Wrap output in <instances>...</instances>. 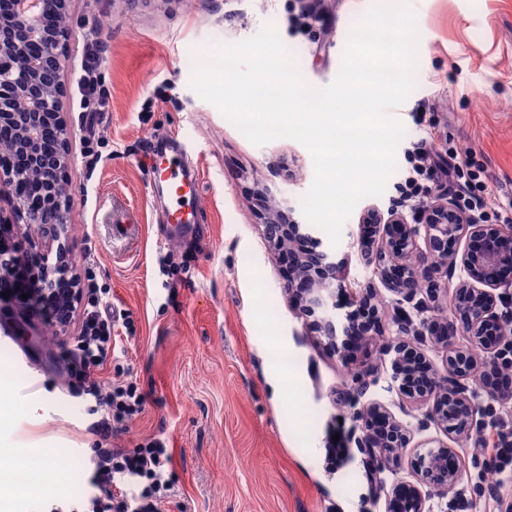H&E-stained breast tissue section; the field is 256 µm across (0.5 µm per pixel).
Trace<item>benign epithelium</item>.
Instances as JSON below:
<instances>
[{
    "label": "benign epithelium",
    "mask_w": 512,
    "mask_h": 512,
    "mask_svg": "<svg viewBox=\"0 0 512 512\" xmlns=\"http://www.w3.org/2000/svg\"><path fill=\"white\" fill-rule=\"evenodd\" d=\"M67 0H0V160L16 152L26 156L29 168H0V195H12V212L28 214L27 200L15 186L27 180L28 172L43 171L42 186L53 189L52 204L42 208V223L49 244L66 237L67 213L74 200L67 169L74 130L63 116L61 99L65 89L59 75L66 59L65 44L70 35L56 36L42 27L46 13H66ZM284 212L274 211L266 228L279 227V235H267L270 247L281 250L284 241L304 236L299 224H282ZM372 222L378 229V247H366L363 257L391 290L411 298L424 287L431 298L439 297L441 286L435 280L440 272L452 273L457 265L470 272L475 283H460L450 298V315L426 320L414 326L406 314L399 316L400 331L419 337L421 343H446L464 333L480 345L488 365L512 363V342L501 332L497 312L500 295L496 290L506 285L504 270L512 269V227L498 224H468L451 204L434 205L425 218V249L417 246V226L408 223L395 211L383 215L370 204L364 209L362 223ZM468 238L460 251L461 238ZM315 248L295 255L288 268V288L295 289L302 314L323 336L332 350L341 354L351 344L361 348L373 339L378 324L377 308L366 295H352L353 309L333 318L328 312L336 308L334 299L347 291L341 265L330 254ZM395 254L398 263L386 261ZM30 262L27 253L10 248L9 258L0 262V274ZM73 289H60L52 301L55 320L64 322L70 313ZM398 357L392 362V380L401 398L408 401H432L430 417L448 439L468 434L476 421L477 409L465 384L478 370L477 356L464 348H449L446 353L447 375L442 376L423 354L404 345L395 347ZM366 434L358 446L369 457L382 463L400 464L397 449L405 446L402 424L379 404L367 407L362 414ZM414 467L420 472V484H408L401 492V503L391 500L388 509L396 512H425V493L445 494L460 478L456 449L440 442L419 455Z\"/></svg>",
    "instance_id": "1"
}]
</instances>
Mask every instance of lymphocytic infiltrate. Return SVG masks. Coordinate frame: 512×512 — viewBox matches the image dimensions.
<instances>
[{
  "mask_svg": "<svg viewBox=\"0 0 512 512\" xmlns=\"http://www.w3.org/2000/svg\"><path fill=\"white\" fill-rule=\"evenodd\" d=\"M105 48L100 34L92 33L76 79L80 106L89 128L83 153L93 164L101 160L103 145L93 126L97 115L109 107L99 71ZM412 160L416 177L408 183L409 193H417L421 182L433 181L438 171H445L450 201L467 215L469 223H487L488 208L495 203L496 196L470 158L452 157L447 166H440L434 142L423 139L414 143ZM103 293L93 276L85 277L78 299L83 308L80 333L63 356L68 372L83 378L81 395L89 401V410L95 416L89 429L97 443L86 495L70 510L55 507L51 512H163L165 502L175 490L173 456L165 441L153 438L131 450L112 445L114 433L142 414L146 397L136 382L116 383L110 377L115 327L120 317L103 300ZM478 445L483 456L491 460L495 478L487 483L481 500L458 496L456 512H512V435L500 430L485 433L480 435Z\"/></svg>",
  "mask_w": 512,
  "mask_h": 512,
  "instance_id": "obj_1",
  "label": "lymphocytic infiltrate"
}]
</instances>
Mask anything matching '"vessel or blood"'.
<instances>
[{
  "instance_id": "1",
  "label": "vessel or blood",
  "mask_w": 512,
  "mask_h": 512,
  "mask_svg": "<svg viewBox=\"0 0 512 512\" xmlns=\"http://www.w3.org/2000/svg\"><path fill=\"white\" fill-rule=\"evenodd\" d=\"M153 169L155 182L167 185L172 202L167 220L158 227L161 236L169 238L196 229L198 184L184 173L176 157H169L164 164L154 163Z\"/></svg>"
}]
</instances>
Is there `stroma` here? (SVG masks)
<instances>
[{
	"label": "stroma",
	"instance_id": "obj_1",
	"mask_svg": "<svg viewBox=\"0 0 512 512\" xmlns=\"http://www.w3.org/2000/svg\"><path fill=\"white\" fill-rule=\"evenodd\" d=\"M376 0H68L73 31L60 79L63 113L83 128L75 77L85 32L103 23L108 44L100 73L111 108L98 133L110 155L88 171L80 143L72 145L69 180L75 191L64 256L73 273L92 269L131 334L120 335L112 376L136 380L144 412L115 441L135 447L165 439L174 456L178 493L165 512H386L388 496L416 481V453L443 432L429 405L405 410L390 390L396 345L415 343L400 333L399 312L413 322L432 318L446 297L412 299L390 291L361 257L355 206L338 244L307 223L300 198L314 180L309 151L292 139L251 143L219 109L190 87V57L220 43H238L273 25L312 86L331 85L348 36ZM418 15L417 86L389 109L405 128L397 169L371 202L421 225L426 207L442 202L436 182L425 183L423 207L405 198L407 153L433 138L437 148L469 152L500 194L512 197V0H411ZM322 13L310 28L295 19L308 6ZM186 143L183 160L201 184L198 234L160 240L157 226L169 204L159 193L151 162L160 144ZM129 209L134 234L103 219L100 198ZM286 201L290 220L322 243L346 269L348 283L370 287L381 324L370 351L342 359L311 332L285 286V266L265 238L268 211ZM78 319L46 329L42 313L0 296V457L15 452L43 460L41 474L59 469L48 449L64 448L75 465L61 490L19 495L8 512H49L79 502L89 476L95 437L86 406L74 398L80 383L63 353ZM294 362L274 381L279 352ZM367 393L355 397L358 385ZM477 427L512 428V408L477 377L468 380ZM384 403L403 423L410 442L399 466L365 473L369 457L357 441L358 416L370 400ZM346 456H329L335 434ZM316 452H308V444ZM491 463L469 439L453 493L428 497L426 512H454L456 493L477 498Z\"/></svg>",
	"mask_w": 512,
	"mask_h": 512
}]
</instances>
